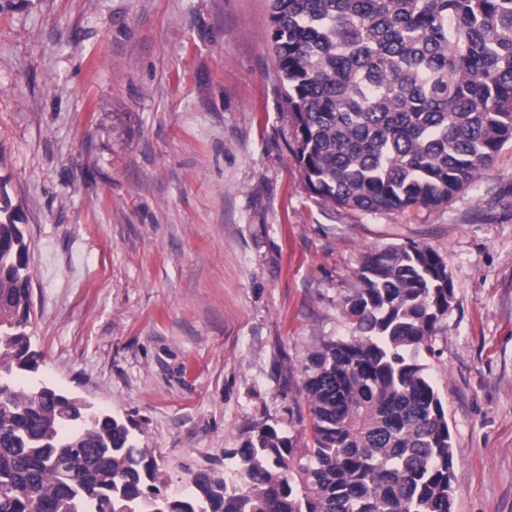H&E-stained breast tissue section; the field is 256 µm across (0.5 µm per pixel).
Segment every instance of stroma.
<instances>
[{"label":"stroma","instance_id":"obj_1","mask_svg":"<svg viewBox=\"0 0 512 512\" xmlns=\"http://www.w3.org/2000/svg\"><path fill=\"white\" fill-rule=\"evenodd\" d=\"M269 0H0V204L29 245L38 375L135 425L162 472L309 440L303 367L350 335L369 250H434L422 363L453 512H512V142L438 209L324 201L296 164Z\"/></svg>","mask_w":512,"mask_h":512}]
</instances>
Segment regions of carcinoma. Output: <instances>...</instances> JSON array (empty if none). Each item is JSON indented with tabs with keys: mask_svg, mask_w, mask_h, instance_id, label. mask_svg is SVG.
<instances>
[{
	"mask_svg": "<svg viewBox=\"0 0 512 512\" xmlns=\"http://www.w3.org/2000/svg\"><path fill=\"white\" fill-rule=\"evenodd\" d=\"M309 189L364 212L436 209L512 141V0H270ZM29 250L0 222V512H453L444 405L422 351L454 291L416 244L367 252L352 335L304 365L311 442L272 426L171 487L121 419L41 383Z\"/></svg>",
	"mask_w": 512,
	"mask_h": 512,
	"instance_id": "1",
	"label": "carcinoma"
}]
</instances>
